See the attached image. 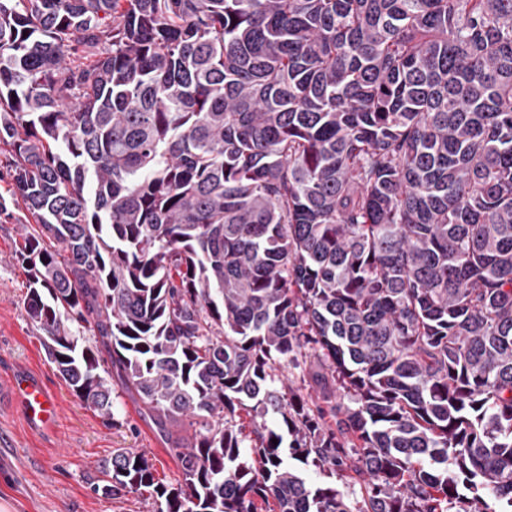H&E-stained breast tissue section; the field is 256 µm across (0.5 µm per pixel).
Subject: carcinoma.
Here are the masks:
<instances>
[{
  "label": "carcinoma",
  "instance_id": "cac0c4a2",
  "mask_svg": "<svg viewBox=\"0 0 512 512\" xmlns=\"http://www.w3.org/2000/svg\"><path fill=\"white\" fill-rule=\"evenodd\" d=\"M1 168L105 495L512 512V0H0Z\"/></svg>",
  "mask_w": 512,
  "mask_h": 512
}]
</instances>
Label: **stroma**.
<instances>
[{"label": "stroma", "mask_w": 512, "mask_h": 512, "mask_svg": "<svg viewBox=\"0 0 512 512\" xmlns=\"http://www.w3.org/2000/svg\"><path fill=\"white\" fill-rule=\"evenodd\" d=\"M24 221L20 206L11 218H0V384L19 373L38 378L61 412L52 424L35 428L17 403L0 405V512H152L141 496L111 499L93 484L117 448L143 454L159 478L175 481L174 440L120 382L112 384L115 422L109 425L59 377L27 312L26 276L15 254Z\"/></svg>", "instance_id": "stroma-1"}]
</instances>
